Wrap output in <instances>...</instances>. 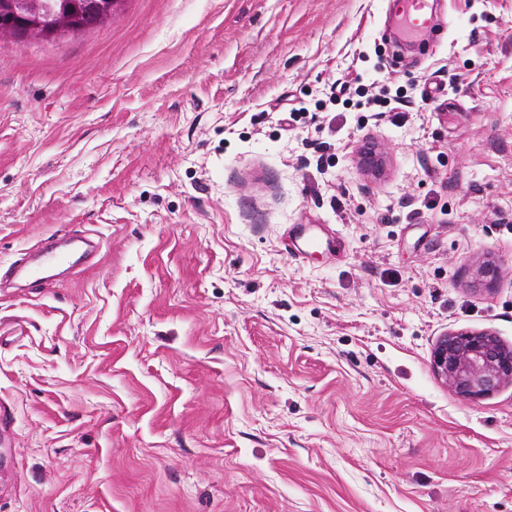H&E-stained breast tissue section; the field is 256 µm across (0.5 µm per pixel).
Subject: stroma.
I'll use <instances>...</instances> for the list:
<instances>
[{
    "instance_id": "stroma-1",
    "label": "stroma",
    "mask_w": 512,
    "mask_h": 512,
    "mask_svg": "<svg viewBox=\"0 0 512 512\" xmlns=\"http://www.w3.org/2000/svg\"><path fill=\"white\" fill-rule=\"evenodd\" d=\"M387 7L0 38V268L101 244L0 284V512H512V383L432 366L512 349V0H439L420 47ZM293 224L335 249L293 258ZM82 241V237L77 235H69L58 242L45 243L38 248L40 263L38 266H26L23 268V274L27 280L32 283L38 284L43 288H49L52 283L45 272L48 269L66 266L68 261V252L61 250V242L63 245L75 250V244ZM69 269H74V264H68ZM433 368L460 398L477 400L512 382V350L490 333H453L438 342Z\"/></svg>"
}]
</instances>
